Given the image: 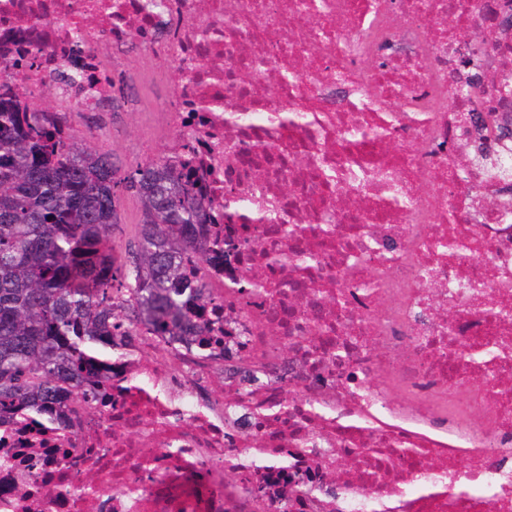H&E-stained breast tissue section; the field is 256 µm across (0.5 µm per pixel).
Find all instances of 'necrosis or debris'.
<instances>
[{"mask_svg":"<svg viewBox=\"0 0 512 512\" xmlns=\"http://www.w3.org/2000/svg\"><path fill=\"white\" fill-rule=\"evenodd\" d=\"M142 2L0 0V90L79 72L59 97L105 112L115 50L173 60L146 109L194 149L225 296L203 342L114 362L72 430L0 427V512H512V165L472 126L512 113V0ZM228 353L268 385L207 392Z\"/></svg>","mask_w":512,"mask_h":512,"instance_id":"4bbe7bcc","label":"necrosis or debris"}]
</instances>
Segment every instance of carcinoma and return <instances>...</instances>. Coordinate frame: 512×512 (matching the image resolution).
<instances>
[{"mask_svg": "<svg viewBox=\"0 0 512 512\" xmlns=\"http://www.w3.org/2000/svg\"><path fill=\"white\" fill-rule=\"evenodd\" d=\"M67 113L0 96V425L37 415L62 428L61 400L96 408L99 374L136 336L189 342L215 289L202 241L211 205L173 152L114 181ZM142 219L109 245L122 197Z\"/></svg>", "mask_w": 512, "mask_h": 512, "instance_id": "obj_1", "label": "carcinoma"}]
</instances>
